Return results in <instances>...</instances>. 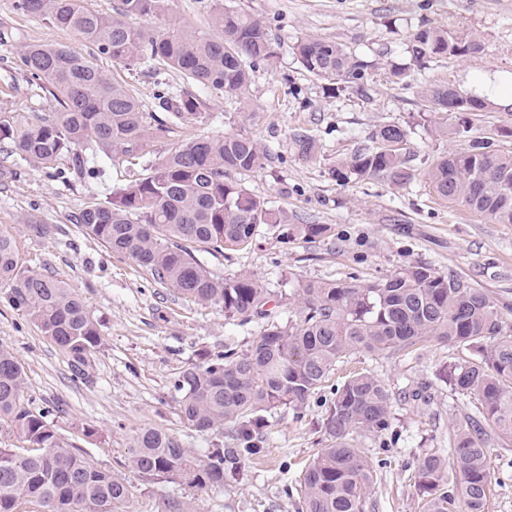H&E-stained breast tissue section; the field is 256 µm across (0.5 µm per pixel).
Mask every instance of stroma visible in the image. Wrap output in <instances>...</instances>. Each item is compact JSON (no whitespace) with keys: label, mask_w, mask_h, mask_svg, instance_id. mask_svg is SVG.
<instances>
[{"label":"stroma","mask_w":512,"mask_h":512,"mask_svg":"<svg viewBox=\"0 0 512 512\" xmlns=\"http://www.w3.org/2000/svg\"><path fill=\"white\" fill-rule=\"evenodd\" d=\"M223 3L263 21L276 51L254 69L250 122L240 123L234 101L212 97L172 70L148 75L124 67L97 54L77 33L18 13L15 0H0V106L20 112L54 109L49 92L19 66L18 52L27 42H57L92 57L104 74L126 81L148 112L155 111L163 85L177 86L201 101L209 120L157 139L151 159L162 157L176 139L246 130L267 151L263 169L243 176L246 188L272 200L293 223L329 227L325 236L311 240L298 235L284 241L264 230L251 247L221 255L200 253L211 270L227 277L248 272L266 287L285 292L296 278L340 282L353 275L367 283L422 261L512 306V224L492 223L463 204L438 198L421 178L398 192L382 182L340 183L329 173L338 158L371 143L375 130L392 122L407 128L413 164L420 170L447 151L466 148L472 137L493 138L500 152L512 154V111L492 105L467 114L465 139L454 133L457 118H449L450 132L440 136L416 93L417 85L434 82L469 94L473 76L512 72V0ZM422 25L475 33L483 50L414 65L405 50L406 37ZM304 35L336 41L364 61L369 72L364 93L308 74L292 50ZM396 66L406 68V79L393 77ZM301 131L320 144L317 161L294 154L291 137ZM130 178L128 167L118 163L98 177H75L67 185L30 171L0 190V233L13 236L22 269L65 282L102 324L104 346L93 357L90 377L73 383L67 359L9 305L0 286V344L13 349L25 368L26 397L50 411L64 441L126 479L130 497L120 512H168L174 499L192 503L196 512H301L299 479L325 445L319 424L331 398L327 388L300 410L283 407L266 413L264 455L246 461L243 476L223 488L147 484L127 468L129 438L144 427L165 430L194 453H205L214 436L182 423L174 378L224 350L246 352L267 320L299 318L297 305L288 298L266 320L225 318L218 307L188 302L162 287L129 256L111 251L74 223V215L88 203L105 200ZM29 217L48 225L49 234L32 235L25 224ZM450 357L448 344L432 340L409 356L356 354L340 367L342 377L374 374L397 398L390 431L357 438L374 470L366 512H422L417 457L430 448L447 453L457 417L473 407L472 399L448 385ZM421 382L428 386L424 400L412 395ZM87 427L94 428L93 436L84 435ZM509 459L512 444L491 438L485 512H512Z\"/></svg>","instance_id":"1"}]
</instances>
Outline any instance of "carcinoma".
Returning <instances> with one entry per match:
<instances>
[{
  "label": "carcinoma",
  "mask_w": 512,
  "mask_h": 512,
  "mask_svg": "<svg viewBox=\"0 0 512 512\" xmlns=\"http://www.w3.org/2000/svg\"><path fill=\"white\" fill-rule=\"evenodd\" d=\"M23 14L81 35L97 52L126 67L148 72L172 69L215 97L247 104L254 65L273 57L267 26L238 10L215 6L209 31L190 25L157 29L144 25L168 10V0H120L111 14L87 0H17ZM474 33L420 26L406 40L411 61L478 54ZM311 75L360 89L367 65L334 41L311 36L293 45ZM22 69L40 82L56 110L0 111V187L27 171L66 182L67 170H85L84 152L103 162L133 163L150 143L178 128L200 123V102L163 92L161 120L143 111L133 89L105 76L86 56L50 41L21 47ZM420 97L434 114L480 112L485 102L445 84L425 83ZM378 145L361 146L336 160L331 176L382 181L403 190L421 175L443 199L468 206L497 224H512V154L472 140L467 148L434 161L423 173L410 165L407 131L382 125ZM291 144L298 158L320 157L313 136L298 132ZM267 151L245 132L197 136L173 145L137 178L112 191L105 203L85 206L76 217L86 233L126 253L160 284L227 319L246 322L268 315L278 294L249 273L232 278L210 270L198 251L224 254L248 247L267 226L282 238L301 232L325 235L324 224H290L273 202L252 195L230 173L263 168ZM6 298L69 360L72 381L89 378L91 358L103 345L99 322L64 282L18 267L15 243L0 233V284ZM291 297L300 319L271 321L250 349L227 350L180 371L172 387L180 417L198 431L229 432L231 448L217 442L194 455L174 435L142 428L131 435L127 467L147 484L222 487L242 474L245 461L264 454L263 413L302 408L336 367L354 354L408 355L435 339L469 352L448 366L449 385L477 401L455 423L450 453L417 458L416 484L423 512H485L489 495L487 437L512 441V325L486 290L423 262H410L369 283L295 280ZM26 372L13 350L0 344V512H116L128 497L123 478L94 463L57 434L50 412L24 399ZM393 391L371 373L358 372L334 387L322 419L327 444L301 481L302 512H364L373 470L357 443L363 432L389 430Z\"/></svg>",
  "instance_id": "obj_1"
}]
</instances>
